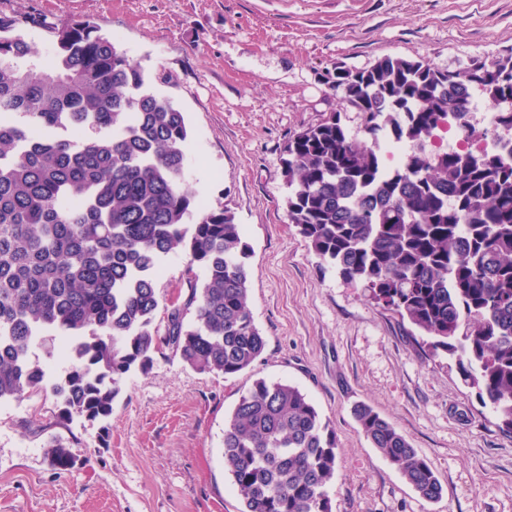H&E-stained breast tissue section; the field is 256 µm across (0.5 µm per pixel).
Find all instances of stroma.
I'll use <instances>...</instances> for the list:
<instances>
[{"label": "stroma", "instance_id": "1", "mask_svg": "<svg viewBox=\"0 0 512 512\" xmlns=\"http://www.w3.org/2000/svg\"><path fill=\"white\" fill-rule=\"evenodd\" d=\"M0 14L21 19L44 64L53 29L89 19L156 77L186 117L187 189L242 228L247 303L266 338L233 376L157 354L148 373L123 379L104 444L98 424L66 419L49 393L0 407V512H240L224 420L262 378L298 386L335 429L332 512H512V437L447 355L426 356L407 322L311 251L288 222L283 176L288 141L329 113L368 142L337 68L491 62L512 53V0H0ZM191 276L182 249L163 258L156 327ZM358 402L431 463L441 499L419 497L372 447Z\"/></svg>", "mask_w": 512, "mask_h": 512}]
</instances>
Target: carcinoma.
Here are the masks:
<instances>
[{
	"instance_id": "1",
	"label": "carcinoma",
	"mask_w": 512,
	"mask_h": 512,
	"mask_svg": "<svg viewBox=\"0 0 512 512\" xmlns=\"http://www.w3.org/2000/svg\"><path fill=\"white\" fill-rule=\"evenodd\" d=\"M0 15V403L51 390L68 419L101 423L120 384L169 348L189 367L232 376L266 340L247 305L248 247L230 211L185 189L188 127L174 102L93 22L53 31L43 65ZM371 143L350 139L339 113L294 137L283 173L288 221L313 253L395 312L512 434V55L460 73L385 57L336 71ZM496 106L492 150L427 154L452 120L469 126L470 89ZM382 139L413 144L383 166ZM183 247L204 279L160 306V260ZM191 320H185L187 311ZM65 341L47 379L29 357ZM362 434L423 499L442 487L430 463L367 404ZM336 431L297 386L259 379L224 425V466L241 512H332Z\"/></svg>"
}]
</instances>
